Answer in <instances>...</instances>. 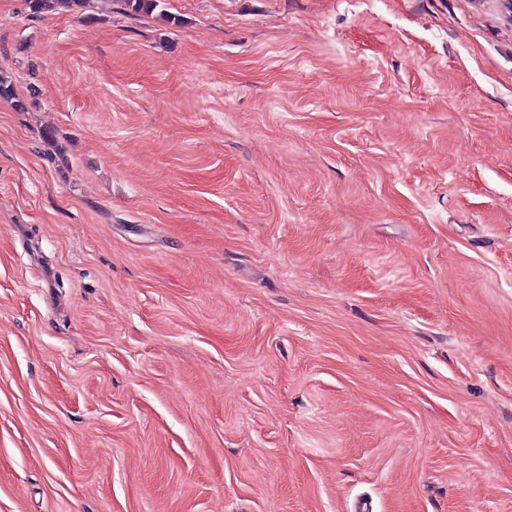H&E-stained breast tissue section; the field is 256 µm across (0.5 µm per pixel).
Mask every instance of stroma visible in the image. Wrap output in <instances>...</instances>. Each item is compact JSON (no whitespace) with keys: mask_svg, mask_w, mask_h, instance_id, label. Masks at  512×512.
I'll use <instances>...</instances> for the list:
<instances>
[{"mask_svg":"<svg viewBox=\"0 0 512 512\" xmlns=\"http://www.w3.org/2000/svg\"><path fill=\"white\" fill-rule=\"evenodd\" d=\"M506 0H0V512H512Z\"/></svg>","mask_w":512,"mask_h":512,"instance_id":"obj_1","label":"stroma"}]
</instances>
